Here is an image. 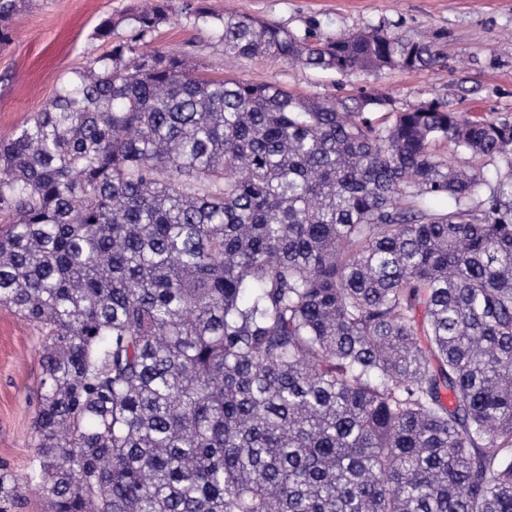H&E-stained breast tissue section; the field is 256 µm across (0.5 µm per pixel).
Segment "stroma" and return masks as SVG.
Here are the masks:
<instances>
[{
	"label": "stroma",
	"instance_id": "stroma-1",
	"mask_svg": "<svg viewBox=\"0 0 512 512\" xmlns=\"http://www.w3.org/2000/svg\"><path fill=\"white\" fill-rule=\"evenodd\" d=\"M187 0H171L176 23L146 37V49L223 62L226 76L273 83L310 98L337 100L383 93L391 110L436 100L458 112L512 119V0H208L216 12L247 13L294 34L321 39L383 29L429 40L441 37L447 58L432 70L323 72L285 60L230 58L218 34L194 25ZM140 0H29L15 15L13 42L0 49V134L41 111L72 68L107 51L95 27L112 19L114 37L128 36V15ZM41 366L38 333L0 306V461L27 471V433L36 407Z\"/></svg>",
	"mask_w": 512,
	"mask_h": 512
}]
</instances>
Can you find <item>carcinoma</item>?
<instances>
[{
  "mask_svg": "<svg viewBox=\"0 0 512 512\" xmlns=\"http://www.w3.org/2000/svg\"><path fill=\"white\" fill-rule=\"evenodd\" d=\"M170 13L0 136V306L42 366L0 512H512V120L200 74L140 50ZM187 14L235 58L445 60Z\"/></svg>",
  "mask_w": 512,
  "mask_h": 512,
  "instance_id": "1",
  "label": "carcinoma"
}]
</instances>
